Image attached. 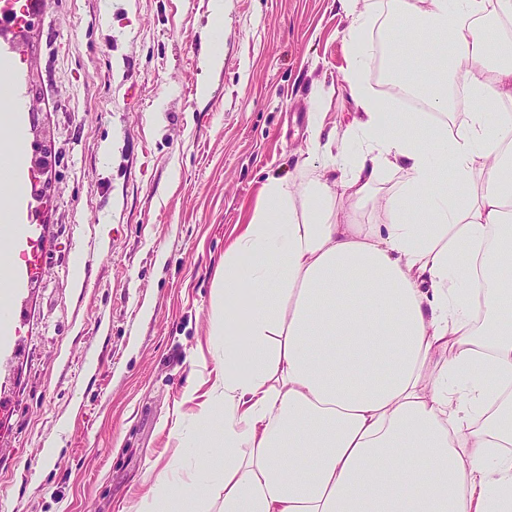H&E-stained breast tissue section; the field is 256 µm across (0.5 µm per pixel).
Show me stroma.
Segmentation results:
<instances>
[{
  "label": "stroma",
  "mask_w": 512,
  "mask_h": 512,
  "mask_svg": "<svg viewBox=\"0 0 512 512\" xmlns=\"http://www.w3.org/2000/svg\"><path fill=\"white\" fill-rule=\"evenodd\" d=\"M22 2L27 50L0 58L24 142L45 129L54 163L13 213L37 212L41 260L14 263L0 317V512H134L213 365L215 271L267 179L298 169L315 85L337 84L327 127L354 115L350 19L338 0H223L206 74L212 0ZM214 9L212 21H210L208 30L211 35V46L202 56V67L205 72L218 70L222 66V58L214 49L215 34L223 30L224 26V6L223 0H214Z\"/></svg>",
  "instance_id": "35a3bbf8"
}]
</instances>
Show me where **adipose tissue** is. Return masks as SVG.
Masks as SVG:
<instances>
[{"label": "adipose tissue", "instance_id": "adipose-tissue-1", "mask_svg": "<svg viewBox=\"0 0 512 512\" xmlns=\"http://www.w3.org/2000/svg\"><path fill=\"white\" fill-rule=\"evenodd\" d=\"M339 3L359 116L325 136L317 85L300 169L224 254L215 377L184 390L196 409L136 512H512V0ZM384 7L428 111H387L363 77ZM461 74L466 122L432 120ZM371 202L385 223H357ZM215 448L223 470L180 467Z\"/></svg>", "mask_w": 512, "mask_h": 512}]
</instances>
